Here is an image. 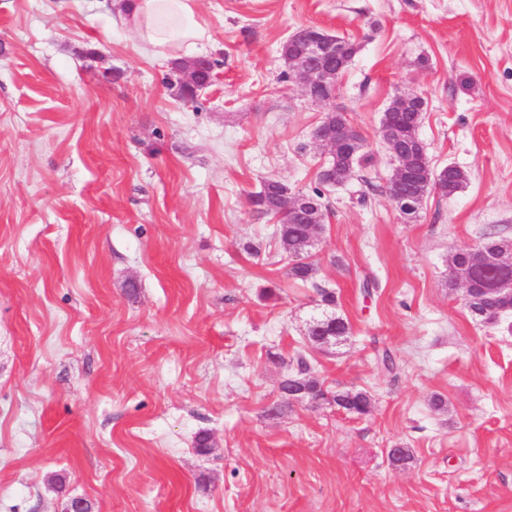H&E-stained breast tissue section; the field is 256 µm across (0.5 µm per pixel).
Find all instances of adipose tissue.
I'll return each mask as SVG.
<instances>
[{"label": "adipose tissue", "mask_w": 512, "mask_h": 512, "mask_svg": "<svg viewBox=\"0 0 512 512\" xmlns=\"http://www.w3.org/2000/svg\"><path fill=\"white\" fill-rule=\"evenodd\" d=\"M118 17L133 27L143 47L172 59L195 58L211 46L196 0H125Z\"/></svg>", "instance_id": "adipose-tissue-1"}]
</instances>
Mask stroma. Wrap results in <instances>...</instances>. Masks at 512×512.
<instances>
[{"mask_svg": "<svg viewBox=\"0 0 512 512\" xmlns=\"http://www.w3.org/2000/svg\"><path fill=\"white\" fill-rule=\"evenodd\" d=\"M122 2L0 0V512H512V313L448 287L451 252L512 240V0H197L220 67L194 105ZM306 26L357 45L327 105L282 76ZM408 90L432 166L468 174L409 222L380 132ZM333 111L370 161L324 191L309 284L251 197L317 187ZM320 286L333 346L308 336ZM301 358L369 413L272 414Z\"/></svg>", "mask_w": 512, "mask_h": 512, "instance_id": "obj_1", "label": "stroma"}]
</instances>
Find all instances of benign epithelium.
I'll return each instance as SVG.
<instances>
[{"mask_svg": "<svg viewBox=\"0 0 512 512\" xmlns=\"http://www.w3.org/2000/svg\"><path fill=\"white\" fill-rule=\"evenodd\" d=\"M305 40V52L292 62L289 68L290 79L311 102L326 105L333 101L336 86L343 70L338 66V46L340 37L315 27H308L302 33ZM211 63L207 58H199L178 70V86L182 88L195 87L197 71ZM424 99L415 92H404L392 100L384 113L385 119L394 115H401L407 108L414 107L423 111ZM313 141L334 157L347 150V143L331 131V121H322L313 131ZM396 161L395 174L386 187V195L395 208L406 220L413 219L418 213V206L407 201V195L401 192L403 185L413 177L415 169L414 159L430 162L426 146L418 140L409 148L403 149L395 145L394 141L384 138Z\"/></svg>", "mask_w": 512, "mask_h": 512, "instance_id": "obj_1", "label": "benign epithelium"}]
</instances>
